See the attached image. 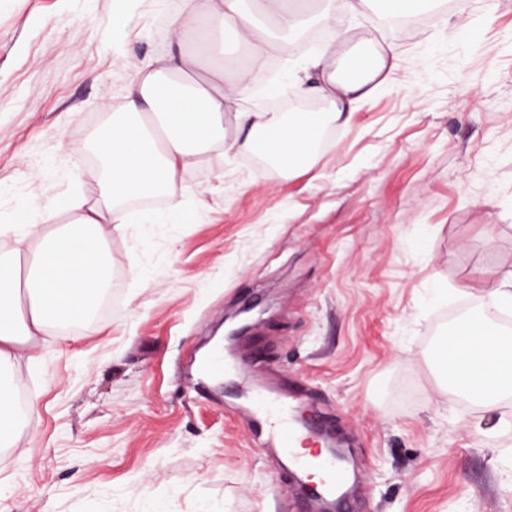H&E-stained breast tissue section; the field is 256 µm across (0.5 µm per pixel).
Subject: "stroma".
<instances>
[{"instance_id": "obj_1", "label": "stroma", "mask_w": 512, "mask_h": 512, "mask_svg": "<svg viewBox=\"0 0 512 512\" xmlns=\"http://www.w3.org/2000/svg\"><path fill=\"white\" fill-rule=\"evenodd\" d=\"M182 10L0 0V215L57 209L95 172L79 144ZM434 17L342 19L353 43L393 46L395 82L310 170L212 153L178 180L182 219L106 225L111 313L11 370L31 413L0 451V512H309L242 420L245 379L287 398L306 383L299 406L352 452L346 512H512V429L486 442L431 358L484 272L512 271V0ZM444 18L464 36L443 39ZM255 304L247 376L196 387L225 316Z\"/></svg>"}]
</instances>
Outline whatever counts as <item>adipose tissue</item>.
<instances>
[{
	"label": "adipose tissue",
	"mask_w": 512,
	"mask_h": 512,
	"mask_svg": "<svg viewBox=\"0 0 512 512\" xmlns=\"http://www.w3.org/2000/svg\"><path fill=\"white\" fill-rule=\"evenodd\" d=\"M371 2L318 0L310 9L293 6L290 0H257L252 14L245 10V0H191L177 21L173 41L218 28L222 43L251 45L249 67L225 82L223 58L214 55L212 78L202 83L191 77L198 65L192 54L171 49L143 61L121 111L96 133L93 146L102 167L89 181V197L77 195L63 204L69 223L55 225L53 212L37 213L24 205L0 224V234L14 242L12 249L0 253V372L12 368L19 348L35 336L92 316L111 273L104 227L125 223L124 206L130 199L164 195L171 200L170 214H177L180 175L198 168L210 153L254 151V134L261 129L272 134L267 150L278 158L281 170L311 169L316 151L302 140V130L309 125H348L359 103L379 88L392 86L394 58L375 50L358 76H342L340 66L359 52L340 30L297 78L298 92L321 99L323 111L295 112L284 123L273 112L243 110L241 101L254 70L270 56L290 52L311 23V11L333 22ZM228 120L234 126L230 136L224 131ZM22 263L27 266L23 281L16 275ZM433 359L439 366L447 361L459 364V371L443 382L481 412H495L504 398L512 397V336L484 312H475L443 337Z\"/></svg>",
	"instance_id": "obj_1"
}]
</instances>
